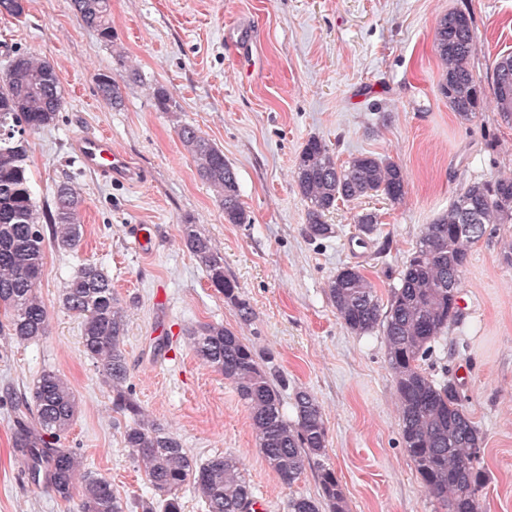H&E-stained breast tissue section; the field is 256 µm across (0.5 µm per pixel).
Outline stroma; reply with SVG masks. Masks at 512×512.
Returning a JSON list of instances; mask_svg holds the SVG:
<instances>
[{
	"mask_svg": "<svg viewBox=\"0 0 512 512\" xmlns=\"http://www.w3.org/2000/svg\"><path fill=\"white\" fill-rule=\"evenodd\" d=\"M453 9L473 20L471 67L490 87L496 60L512 53V0H112L111 46L81 25L70 0H26L21 17L0 14V70L14 52L37 54L55 64L65 89L56 124L30 140L36 197L49 203L57 183L70 181L84 199L85 224L77 248L46 249L47 335L22 345L0 332V512H77V501L34 484L13 448L9 395L27 391L46 369L78 400L58 447L110 479L118 496L145 491L123 443L130 420L113 410L111 388L83 352L80 321L60 301L64 281L88 262L107 271L127 309L128 384L140 404L196 458L235 456L267 512H287L295 496L317 497L322 465L336 472L345 512H438L402 444L384 337L347 329L326 285L337 270L358 265L388 297L422 226L461 186L512 174V122L490 101L461 122L438 92L433 34ZM238 24L259 62L247 79L232 31ZM129 64L137 80L128 79ZM100 73L119 84L120 106L100 97ZM159 85L177 111L158 108ZM184 124L223 149L249 223H225L177 136ZM99 132L130 157L139 182L82 169L75 142ZM312 136L341 163L359 154L397 161L407 176L403 203L372 197L342 205L328 216L337 236L309 239L292 171ZM370 211L381 231L366 237L354 216ZM187 222L223 256L225 275L254 310L251 324H241L185 247ZM511 243L512 224H496L472 246L459 316L424 363L456 383L482 432L479 512H512V267L501 262ZM216 321L271 362L286 416L299 390L322 407L326 452L293 485L264 459L234 387L187 339L188 328Z\"/></svg>",
	"mask_w": 512,
	"mask_h": 512,
	"instance_id": "stroma-1",
	"label": "stroma"
}]
</instances>
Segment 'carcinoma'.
Listing matches in <instances>:
<instances>
[{
    "instance_id": "1",
    "label": "carcinoma",
    "mask_w": 512,
    "mask_h": 512,
    "mask_svg": "<svg viewBox=\"0 0 512 512\" xmlns=\"http://www.w3.org/2000/svg\"><path fill=\"white\" fill-rule=\"evenodd\" d=\"M82 25L114 42L110 0H71ZM475 38L473 21L462 11L442 16L434 30V47L441 64L440 95L457 116L470 122L485 92L473 74L470 57ZM102 99L121 102L118 83L109 74L97 77ZM492 94L506 121H512V54L495 63ZM165 112L177 108L168 90L154 89ZM64 102L56 68L49 59L17 53L0 73V330L19 343L47 335L48 311L40 297L46 241L73 249L84 234V200L67 181L57 185L53 207L42 208L29 168V137L57 121ZM178 138L190 154L199 178L212 189L228 224L248 223L238 177L224 151L194 127L182 125ZM296 188L307 204L305 231L309 238L336 236L326 221L338 202L384 196L403 202L406 178L402 165L390 158L360 154L339 164L329 146L309 138L298 153ZM367 237L380 232L378 215L355 216ZM468 225L464 231L458 226ZM491 224H512V177L471 182L460 188L448 210L422 226L413 251L399 271L398 285L381 304L376 287L362 269L346 266L327 285L337 318L352 332L382 330L386 358L393 373L402 443L427 493L443 512H477V497L485 487L477 467L482 449L480 429L464 407L457 386L440 382L423 368L434 346L458 313L455 299L469 262L472 245ZM185 247L204 268L214 290L233 306L240 322L249 324L254 311L239 286L224 275V257L194 224L181 229ZM63 307L82 316L84 354L95 361L112 389L115 410L132 424L123 434L124 447L141 464L149 496L129 503L117 497L105 476L80 474L81 459L68 448L53 447L78 413L75 394L59 374L43 370L30 391L13 398L21 425L13 445L29 461L33 481L43 483L64 501L78 498V512H182L180 493L192 488L206 512H250L254 488L240 461L215 455L200 461L175 437L150 419L126 386L124 353L126 309L112 291V279L96 263L83 264L61 290ZM196 356L224 375L249 412L255 441L271 468L287 485L303 474L306 463L322 456L327 428L314 395H294L295 418L283 411L280 391L271 383L268 367L259 363L252 347L219 322L200 323L188 331ZM320 494L288 500L287 512H344L336 473L319 470Z\"/></svg>"
}]
</instances>
